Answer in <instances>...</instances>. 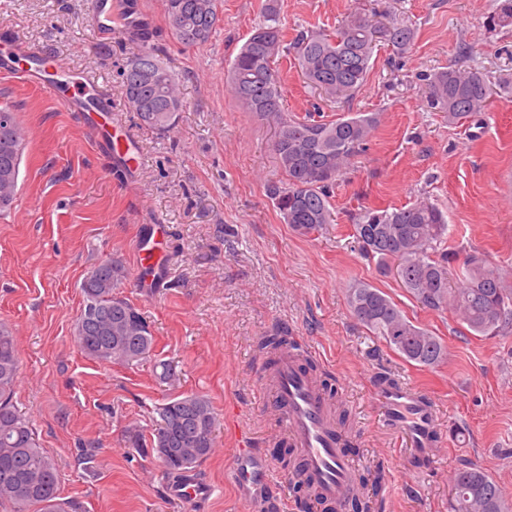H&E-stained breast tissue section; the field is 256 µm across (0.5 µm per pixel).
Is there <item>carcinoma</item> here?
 <instances>
[{"mask_svg":"<svg viewBox=\"0 0 512 512\" xmlns=\"http://www.w3.org/2000/svg\"><path fill=\"white\" fill-rule=\"evenodd\" d=\"M173 37L184 46L206 43L218 22V0H164ZM266 23L245 41L224 74L238 104L274 128L273 150L286 180L270 182L267 196L283 222L308 236L333 223L329 188L345 173L377 128L374 113L350 112L336 120L296 118L284 111L278 59L291 54L307 84L335 101L365 84L378 43L404 52L413 33L357 12L336 28L301 30L285 39L277 0L265 4ZM430 108L451 121L483 112L491 88L478 70L448 68L423 75ZM125 98L146 126L175 128L183 111L176 77L152 53L142 52L125 72ZM26 132L17 112L0 107V212L15 201ZM364 253L387 270L397 267L403 288L423 308L453 312L475 336H497L512 326V285L474 253L460 257L446 247L448 224L435 205L420 201L392 211L368 208L353 225ZM128 272L118 260L92 268L81 283L84 306L73 324L80 351L102 364L132 365L152 356L154 336L138 309L121 295ZM356 319L408 362L434 368L447 351L427 328L415 324L387 293L368 284L347 290ZM288 330L261 342L273 360L287 344ZM18 380L14 332L0 322V508L10 512H65L57 499V465L40 446L30 420L13 402ZM151 450L166 473H182L207 458L214 447L217 415L210 401L182 394L158 408ZM448 512H512L500 487L475 461L454 473Z\"/></svg>","mask_w":512,"mask_h":512,"instance_id":"obj_1","label":"carcinoma"}]
</instances>
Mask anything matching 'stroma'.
I'll return each instance as SVG.
<instances>
[{
  "label": "stroma",
  "instance_id": "obj_1",
  "mask_svg": "<svg viewBox=\"0 0 512 512\" xmlns=\"http://www.w3.org/2000/svg\"><path fill=\"white\" fill-rule=\"evenodd\" d=\"M501 2L280 0L290 37L334 29L352 11L414 33L402 54L378 44L365 85L342 103L281 63L286 112L378 118L366 151L333 190L335 224L304 237L282 222L265 193L266 181L283 177L273 129L239 108L224 79L263 22L265 0H221L211 38L194 47L174 39L162 0H145L156 22L150 48L178 78L184 101L165 134L141 126L125 102L122 72L139 45L118 31L111 45L97 42L89 0H0V37L47 51L71 74L97 76L113 119L141 154L136 175L125 176L76 113L0 75V104L13 106L28 132L15 202L0 218V322L17 341L16 405L55 460L59 499L70 512H267L228 474L236 428L262 441L277 429L270 395L258 392L266 363L258 342L281 323L327 359L319 371L349 413L346 429L357 437L350 453L360 475L379 485L369 512H448L449 480L465 460L481 464L512 500V331L474 336L450 312L423 309L361 253L353 230L365 209L425 200L445 213L450 247L486 255L512 281V24H494ZM466 44L474 53L463 52ZM449 67L484 74L494 91L488 111L452 123L428 108L421 74ZM155 223L169 227L168 274L146 294L133 273L134 241ZM112 259L130 271L122 292L151 326L153 362L103 365L73 341L80 285ZM357 283L382 289L439 336L444 361L415 365L373 336L346 302ZM157 360L170 364L171 381L157 380ZM384 374L437 406L438 456L420 476L410 471L408 441L382 424L371 386ZM184 393L207 396L219 420L212 454L194 469L212 492L188 504L171 498L172 478L151 451L158 407Z\"/></svg>",
  "mask_w": 512,
  "mask_h": 512
}]
</instances>
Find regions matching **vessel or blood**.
Returning <instances> with one entry per match:
<instances>
[{
	"label": "vessel or blood",
	"mask_w": 512,
	"mask_h": 512,
	"mask_svg": "<svg viewBox=\"0 0 512 512\" xmlns=\"http://www.w3.org/2000/svg\"><path fill=\"white\" fill-rule=\"evenodd\" d=\"M130 20L135 21L144 41H151L154 20L133 0ZM116 0H90L91 30L96 38L112 36L116 20ZM0 74L41 87L62 100L67 111L77 113L95 135L98 149L122 167L132 169L139 163L133 139L118 131L111 110L98 94L96 77H82L70 84L61 65L43 50L10 37L0 44ZM168 233L164 224H151L140 233L135 246L140 288L151 292L166 276L162 242ZM263 385L273 396L272 410L281 420L279 436L294 450V461L301 478L307 479L314 493L333 512H344L357 490V468L345 454V437L336 425V414L323 384L315 372L307 369L303 355L281 347L273 365L263 369ZM376 400L382 405V422L391 431L402 432L409 440L416 472H424L438 449V418L432 403L416 390L387 377L373 385ZM237 463L232 477L246 490L271 489L275 465L252 437L239 439Z\"/></svg>",
	"instance_id": "obj_1"
}]
</instances>
